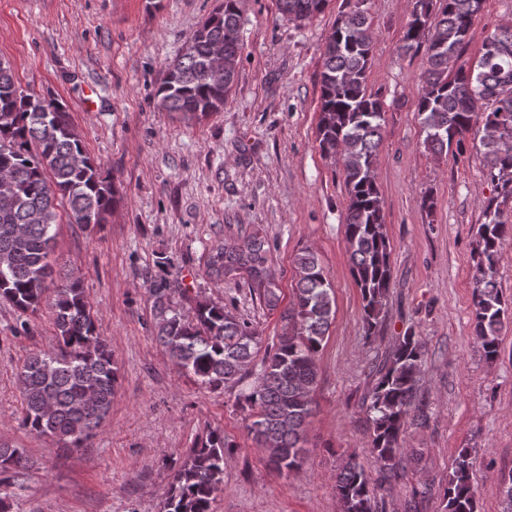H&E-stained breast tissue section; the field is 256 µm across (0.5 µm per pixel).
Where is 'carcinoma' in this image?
I'll list each match as a JSON object with an SVG mask.
<instances>
[{"label": "carcinoma", "instance_id": "carcinoma-1", "mask_svg": "<svg viewBox=\"0 0 512 512\" xmlns=\"http://www.w3.org/2000/svg\"><path fill=\"white\" fill-rule=\"evenodd\" d=\"M282 15L305 21L323 12L328 0H277ZM239 0H220L192 35L189 52L179 54L157 89L159 105L182 121H198L224 108L237 74L209 69L217 48L239 59ZM483 0H409L399 50L423 54L416 112L426 132L425 149L436 155L463 154L470 136L479 138L496 195L482 201L484 222L475 234L478 261L472 293L474 335L484 355L499 354V336L512 322V304L496 279L499 249L512 235L502 204L512 198V27L501 26L484 40L471 65L462 59L474 17ZM373 31L360 8L340 12L326 39L320 73L317 141L321 154L339 163L346 190L344 233L355 282L360 289L367 333L384 313L391 278V246L385 231L384 202L374 167L381 141L383 103L368 90ZM117 206L110 175L86 153L64 105L52 96L25 95L11 65L0 60V298L35 312L49 289L57 210L75 224L107 222ZM293 300L282 309V332L260 363L259 333L226 306L197 301L184 309L173 294L187 289L167 279L155 282L154 333L186 376L211 390L233 389L249 411L256 444L279 471L302 468L306 426L313 413L318 381L317 354L335 315L333 287L318 255L304 248L294 258ZM207 274L216 281L240 280L267 310L282 303L270 245L260 232L219 241L209 253ZM52 311L59 344L28 356L18 371L23 400L21 423L78 448L91 437L112 407L117 367L91 315L81 279L67 275L54 288ZM423 346L404 334L378 370L366 407L373 427L371 453L384 473H394L403 457L407 429L423 366ZM235 444L220 430L194 441L182 460L173 459V479L161 512H212L224 490V464ZM24 465L23 452L0 443V475ZM468 448L459 449L443 489V512H478ZM341 512H379L375 488L363 466L349 457L336 474Z\"/></svg>", "mask_w": 512, "mask_h": 512}]
</instances>
